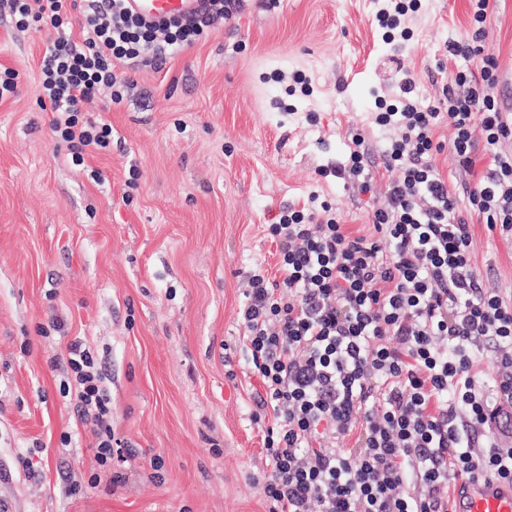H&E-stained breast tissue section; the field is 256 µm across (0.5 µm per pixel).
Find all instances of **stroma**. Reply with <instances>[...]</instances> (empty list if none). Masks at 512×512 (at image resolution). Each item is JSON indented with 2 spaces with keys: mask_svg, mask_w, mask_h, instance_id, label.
Instances as JSON below:
<instances>
[{
  "mask_svg": "<svg viewBox=\"0 0 512 512\" xmlns=\"http://www.w3.org/2000/svg\"><path fill=\"white\" fill-rule=\"evenodd\" d=\"M374 13L372 0H242L232 20L162 66L119 67L122 100L103 94L83 107L111 124L112 142L78 165L39 102L52 29H19L0 9V69L19 73L15 94L0 99L7 512H266L269 423L253 420L243 274L259 266L280 279L268 226L313 192L349 231L370 232L383 167L367 194L318 171L345 162L353 131L385 148L391 133L372 118L378 97L397 94L398 68L428 100L453 81L444 47L466 37L470 4L424 0L395 48ZM484 43L512 78V0H492ZM296 75L312 94H289ZM471 233L474 268L512 297V238L476 223ZM74 339L104 362L115 436L134 450L108 472L49 363Z\"/></svg>",
  "mask_w": 512,
  "mask_h": 512,
  "instance_id": "stroma-1",
  "label": "stroma"
}]
</instances>
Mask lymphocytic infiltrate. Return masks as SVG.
Here are the masks:
<instances>
[{"mask_svg":"<svg viewBox=\"0 0 512 512\" xmlns=\"http://www.w3.org/2000/svg\"><path fill=\"white\" fill-rule=\"evenodd\" d=\"M237 0H209L187 20L153 22L126 0H8L18 27L51 25L56 36L40 65V99L50 129L74 161L107 149L112 127L82 116L85 101L110 89L120 102L127 82L117 65L161 66L169 52L193 46L215 18H231ZM490 0H471L472 33L449 41L464 60L435 102L420 98L410 74L376 125L393 138L372 156L353 135L345 163L331 175L369 192L373 162L389 176L372 231L347 232L328 203L310 194L268 227L281 280L245 273L239 310L257 415L266 430L268 512H449V477L512 482V304L486 288L471 262L470 224L434 162L449 150L459 171L476 176L470 211L488 228L512 235V113L493 89L498 62L483 39ZM79 13L84 38L66 33ZM455 135L434 140L442 121ZM480 126L482 139L472 135ZM498 350L501 376L488 392L477 354ZM75 411L91 425L99 466L114 455L112 404L105 375L82 341L67 347ZM353 438L348 448L337 439Z\"/></svg>","mask_w":512,"mask_h":512,"instance_id":"1","label":"lymphocytic infiltrate"}]
</instances>
